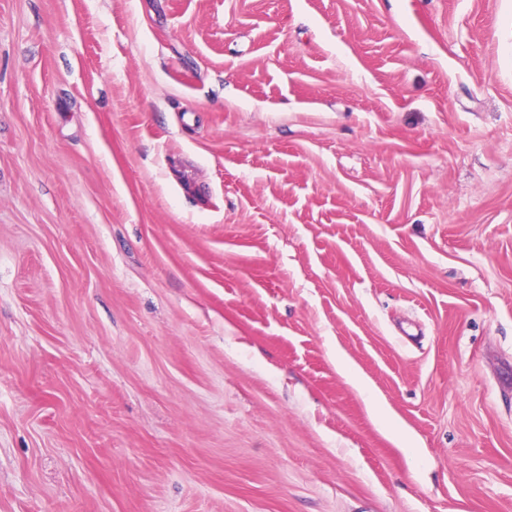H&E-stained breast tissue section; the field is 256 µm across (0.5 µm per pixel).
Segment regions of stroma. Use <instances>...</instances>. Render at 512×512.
Segmentation results:
<instances>
[{
    "label": "stroma",
    "mask_w": 512,
    "mask_h": 512,
    "mask_svg": "<svg viewBox=\"0 0 512 512\" xmlns=\"http://www.w3.org/2000/svg\"><path fill=\"white\" fill-rule=\"evenodd\" d=\"M0 512H512V0H0Z\"/></svg>",
    "instance_id": "1"
}]
</instances>
